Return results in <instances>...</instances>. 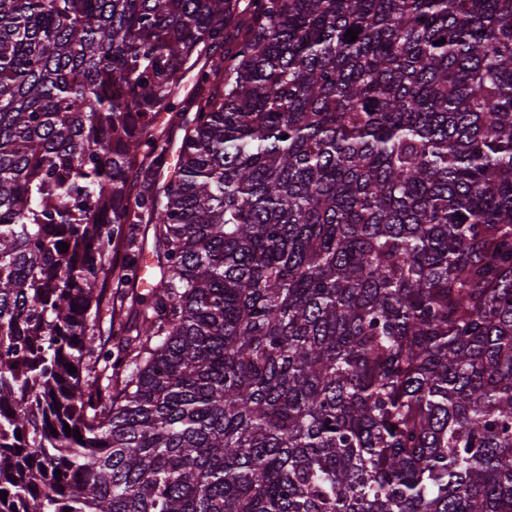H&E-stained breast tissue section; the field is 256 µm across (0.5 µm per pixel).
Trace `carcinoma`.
<instances>
[{
    "mask_svg": "<svg viewBox=\"0 0 512 512\" xmlns=\"http://www.w3.org/2000/svg\"><path fill=\"white\" fill-rule=\"evenodd\" d=\"M236 2L0 0V512H512V0Z\"/></svg>",
    "mask_w": 512,
    "mask_h": 512,
    "instance_id": "1",
    "label": "carcinoma"
}]
</instances>
